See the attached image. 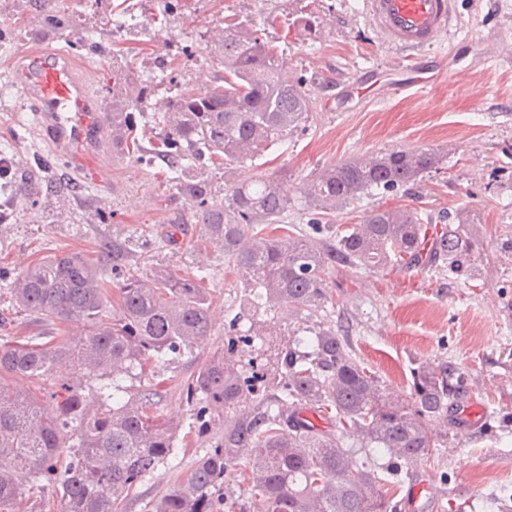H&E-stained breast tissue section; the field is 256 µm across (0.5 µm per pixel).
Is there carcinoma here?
Returning <instances> with one entry per match:
<instances>
[{
    "mask_svg": "<svg viewBox=\"0 0 512 512\" xmlns=\"http://www.w3.org/2000/svg\"><path fill=\"white\" fill-rule=\"evenodd\" d=\"M48 31L69 35L73 15L52 0H34ZM224 67L222 84L205 96L182 92L166 112L148 114L141 100L166 75L133 78L112 72L113 85L139 81L134 99L112 96V126L125 134L138 125L159 130L158 154L196 204L195 218L210 241L223 246L228 262L245 270L247 344L270 335L265 317L284 324L285 339L269 355L274 392L255 394L244 366L213 354L188 387L200 415L238 412L224 438L155 504V512H223L227 465L250 454L245 478L253 504L264 512H397L371 453L357 461L342 433L358 434L365 447L382 448L409 467L438 442L430 422L461 395L463 376L450 365H422L403 398L380 385L346 351L336 329L321 321L328 301L326 271L334 265L365 270L414 265L427 231L417 213L403 208L368 212L340 231L318 215L341 209L376 188L414 185L438 169L434 150L390 149L329 165L302 188L313 214L300 235L277 234L262 225L288 218L291 200L280 179L236 180V166L262 155L305 123L311 100L302 82L289 80L276 47L262 40L249 20L232 19L214 41ZM224 167L227 190L218 200L209 167ZM129 237L115 236L97 258L80 252L45 256L8 284L12 303L37 319L78 320V338L14 336L0 343V512H18L21 496L50 486L60 512H115L145 475L167 462L182 424L153 411L157 392L146 389L123 402L121 381L137 379L147 364L171 353H193L209 334L213 298L200 278L156 269L141 276L130 269ZM479 241L461 221L435 237L425 264L442 261L438 273L456 274L472 262ZM123 277L117 306L109 308L107 267ZM68 361L73 377L46 389L55 365ZM20 377L34 390H19ZM57 401L42 408L40 397ZM326 421L318 426L314 419Z\"/></svg>",
    "mask_w": 512,
    "mask_h": 512,
    "instance_id": "obj_1",
    "label": "carcinoma"
}]
</instances>
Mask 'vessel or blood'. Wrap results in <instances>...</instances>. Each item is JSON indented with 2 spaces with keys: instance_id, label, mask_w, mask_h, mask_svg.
<instances>
[{
  "instance_id": "vessel-or-blood-1",
  "label": "vessel or blood",
  "mask_w": 512,
  "mask_h": 512,
  "mask_svg": "<svg viewBox=\"0 0 512 512\" xmlns=\"http://www.w3.org/2000/svg\"><path fill=\"white\" fill-rule=\"evenodd\" d=\"M365 15L381 41L396 51L422 52L452 34L454 0H364ZM21 87L40 125L56 151L84 172L88 184L99 185L96 157L113 135L107 129L101 102L94 98L84 77L62 52L28 53L20 69ZM395 79L353 83L357 96H384L412 87H426L443 77L411 64L395 71Z\"/></svg>"
}]
</instances>
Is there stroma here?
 Wrapping results in <instances>:
<instances>
[{
  "instance_id": "stroma-1",
  "label": "stroma",
  "mask_w": 512,
  "mask_h": 512,
  "mask_svg": "<svg viewBox=\"0 0 512 512\" xmlns=\"http://www.w3.org/2000/svg\"><path fill=\"white\" fill-rule=\"evenodd\" d=\"M164 2L95 0L90 9L75 10L82 32L106 33L118 15L136 17L135 29L113 37L111 54L93 56L77 38L47 33L35 15L17 21L13 0H0L6 32L0 84L18 85L17 64L28 50L62 51L91 70L94 91L108 107L113 71L145 75L162 59L166 81L144 100L152 113L158 102L183 91L202 94L218 84L212 36L233 15L252 20L262 39L278 48L287 77L301 79L312 101L306 123L236 171L242 181L283 176L293 203L289 223H307L300 188L323 167L387 149L444 154L439 169L418 184L371 191L323 221L342 229L373 209L401 207L429 219L436 232L458 217L472 224L482 245L479 273L447 277L401 265L376 272L335 267L326 274L327 320L347 326L353 357L395 395L409 396L412 372L420 365L446 362L465 374L468 399L487 416L482 425L462 431L453 404L432 422L438 447L386 487L398 512H490L494 499L512 506V255L499 252L501 241L512 237V53L505 49L512 44V0H455L454 37L425 57L447 67V79L360 100L347 97L342 83L402 62L373 32L364 0H185L170 12ZM270 16L275 25H267ZM133 136L134 145L103 154L106 182L93 187L41 135L33 112L0 105V147L9 148L13 172H28L40 158L51 164V177L74 186L61 205L43 192L17 191L10 199L12 217L0 224V339L23 328L46 341L60 330L79 332V323L60 325L16 309L5 291L9 277L46 255H89L113 236L129 235L137 244L139 274L162 266L203 276L213 297L209 336L192 354L163 357L148 364L142 379L123 382L134 391L157 389L156 414L183 421L174 456L117 505V512H154L168 488L215 448L236 419L232 412L214 415L197 431L198 406L188 399L187 387L210 356L228 349L244 276L203 237L194 201L172 182L167 167L140 162L138 151L151 148L155 131L140 127ZM177 217L182 224L170 243L166 233Z\"/></svg>"
}]
</instances>
